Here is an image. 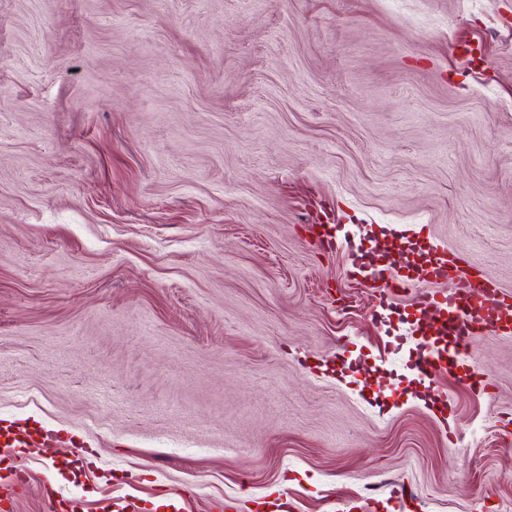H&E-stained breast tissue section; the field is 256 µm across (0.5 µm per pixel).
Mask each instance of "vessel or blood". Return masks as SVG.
<instances>
[{
	"label": "vessel or blood",
	"mask_w": 512,
	"mask_h": 512,
	"mask_svg": "<svg viewBox=\"0 0 512 512\" xmlns=\"http://www.w3.org/2000/svg\"><path fill=\"white\" fill-rule=\"evenodd\" d=\"M341 249L350 256L355 273L362 276L369 286L387 291L394 288L395 276L389 268L363 263L366 249L361 238L352 237L341 241ZM435 277L454 276L456 286L449 292H419L414 307L420 318L437 317L439 326L433 333H422V361L426 371L419 377L425 386H432L436 377L451 368L463 372L476 371V361L470 356L472 336L484 327L504 325L512 332V303L501 296L497 288L480 275L459 265L456 258L439 255L434 266ZM36 432L27 429H12L11 425H0V455L16 456L21 449L32 447ZM47 498L53 512H85V503L77 497L60 495L55 488H47Z\"/></svg>",
	"instance_id": "obj_1"
}]
</instances>
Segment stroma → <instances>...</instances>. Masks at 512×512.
<instances>
[{"instance_id": "stroma-1", "label": "stroma", "mask_w": 512, "mask_h": 512, "mask_svg": "<svg viewBox=\"0 0 512 512\" xmlns=\"http://www.w3.org/2000/svg\"><path fill=\"white\" fill-rule=\"evenodd\" d=\"M438 247L512 295V0H0V502L512 512V335L413 369ZM361 237H352L346 238L341 242L334 243V239L331 237L326 239V245L328 249H332L334 246L336 248H341L345 252H347L350 256V263L354 268L353 273H357L362 276L365 282L368 283L372 288H378L382 290V293H385L386 297L389 295L397 294V291L393 290L395 283L401 284V290H406L408 288V282L404 279L396 278L390 272V269L387 266L382 265H372L362 263L361 259L363 255L367 251L362 243ZM390 291V293L387 292ZM1 422L11 423L8 420H2ZM12 426V423L0 425L1 455L4 457L18 456L22 448H31L36 443V437H39L37 432L20 428L12 430ZM4 435H7V437L3 438ZM47 498L51 505L52 511H67V512H84L85 503L82 499L77 497H67L60 495L52 486L46 489Z\"/></svg>"}]
</instances>
